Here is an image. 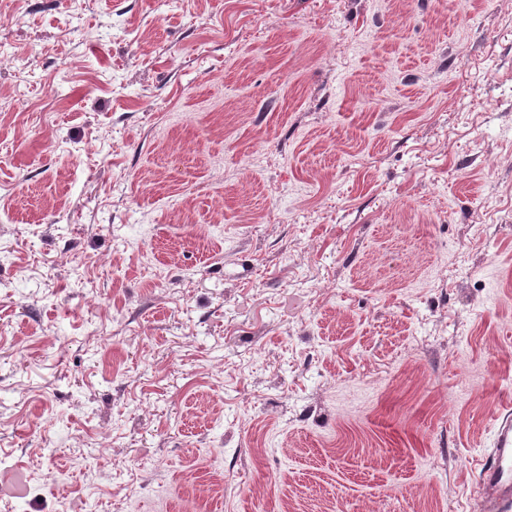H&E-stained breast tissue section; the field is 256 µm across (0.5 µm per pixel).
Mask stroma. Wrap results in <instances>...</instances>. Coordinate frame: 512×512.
I'll return each mask as SVG.
<instances>
[{"label":"stroma","instance_id":"35a3bbf8","mask_svg":"<svg viewBox=\"0 0 512 512\" xmlns=\"http://www.w3.org/2000/svg\"><path fill=\"white\" fill-rule=\"evenodd\" d=\"M512 0H0V512H487Z\"/></svg>","mask_w":512,"mask_h":512}]
</instances>
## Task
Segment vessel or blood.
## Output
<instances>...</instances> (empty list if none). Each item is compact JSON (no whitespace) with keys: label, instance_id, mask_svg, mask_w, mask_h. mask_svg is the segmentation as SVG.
<instances>
[{"label":"vessel or blood","instance_id":"1","mask_svg":"<svg viewBox=\"0 0 512 512\" xmlns=\"http://www.w3.org/2000/svg\"><path fill=\"white\" fill-rule=\"evenodd\" d=\"M482 489L494 512H512V419L495 431L494 448L481 467Z\"/></svg>","mask_w":512,"mask_h":512}]
</instances>
